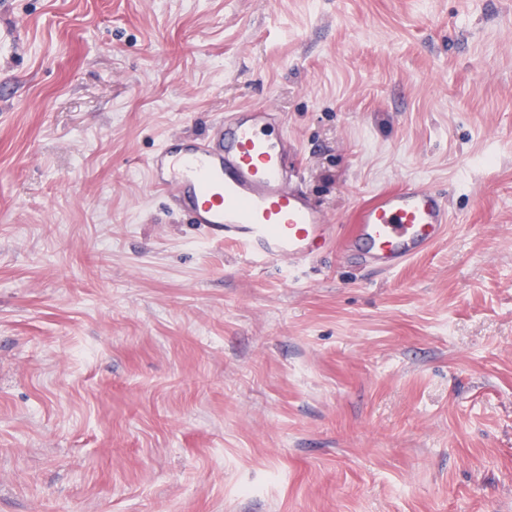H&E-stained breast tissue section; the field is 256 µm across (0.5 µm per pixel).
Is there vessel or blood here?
<instances>
[{"label": "vessel or blood", "instance_id": "b4317fda", "mask_svg": "<svg viewBox=\"0 0 512 512\" xmlns=\"http://www.w3.org/2000/svg\"><path fill=\"white\" fill-rule=\"evenodd\" d=\"M270 118L263 107L225 115L212 136L163 148L147 164L156 187L172 191L211 241L260 268L288 269L335 249L391 272L447 234L452 216L444 197L413 181L378 194L350 232L337 236L324 211L292 188L288 135L269 133Z\"/></svg>", "mask_w": 512, "mask_h": 512}]
</instances>
